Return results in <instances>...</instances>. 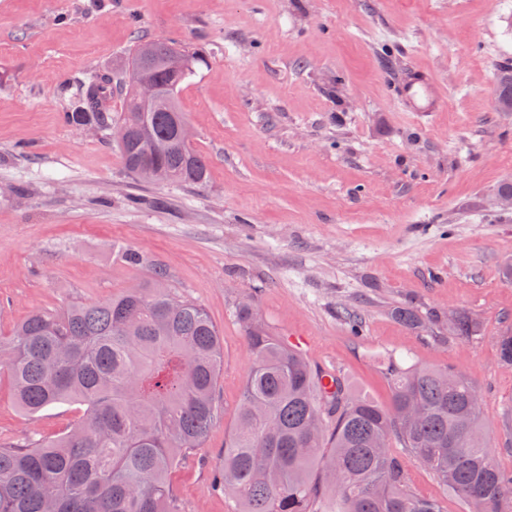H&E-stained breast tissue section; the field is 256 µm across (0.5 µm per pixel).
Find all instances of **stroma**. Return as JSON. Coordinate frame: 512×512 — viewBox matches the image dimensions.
I'll return each mask as SVG.
<instances>
[{
	"label": "stroma",
	"instance_id": "1",
	"mask_svg": "<svg viewBox=\"0 0 512 512\" xmlns=\"http://www.w3.org/2000/svg\"><path fill=\"white\" fill-rule=\"evenodd\" d=\"M141 39L202 51L178 98L209 161L198 189L135 179L116 144L69 125L67 88L112 74L120 113ZM512 0H0V333L36 309L92 303L141 282L124 250L163 266L224 338L221 419L171 475L184 512H231L212 480L250 367L236 307L355 391L389 405L387 359L463 374L481 398L490 455L512 471ZM430 73L440 111L393 88ZM421 318L410 327L395 309ZM463 313L480 338L448 333ZM80 415L22 413L0 383V442L53 437ZM412 485L469 512L392 443Z\"/></svg>",
	"mask_w": 512,
	"mask_h": 512
}]
</instances>
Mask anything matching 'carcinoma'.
Returning <instances> with one entry per match:
<instances>
[{"label":"carcinoma","instance_id":"1","mask_svg":"<svg viewBox=\"0 0 512 512\" xmlns=\"http://www.w3.org/2000/svg\"><path fill=\"white\" fill-rule=\"evenodd\" d=\"M162 64L143 72L163 97L144 112L132 95L144 43L131 53L119 122L105 100L112 74L81 82L67 123L146 134L121 148L126 168L142 181L154 166L172 181L205 186L208 160L177 133L186 119L177 92L202 61L197 53L170 71L163 64L181 45L153 40ZM251 363L234 427L224 443L218 478L233 512H443L415 493L398 457L397 440L436 482L472 512H512L501 496L512 487L483 443L475 388L452 370L388 371L391 406L358 395L341 373L334 390L325 372L239 305ZM453 335L479 336L476 322L454 317ZM224 370L219 330L200 304L178 296L166 271L151 266L137 288L60 312L36 311L0 336V373L29 416L60 404L83 413L54 438L0 444V512H182L170 476L189 453L204 449L222 415L216 385Z\"/></svg>","mask_w":512,"mask_h":512}]
</instances>
